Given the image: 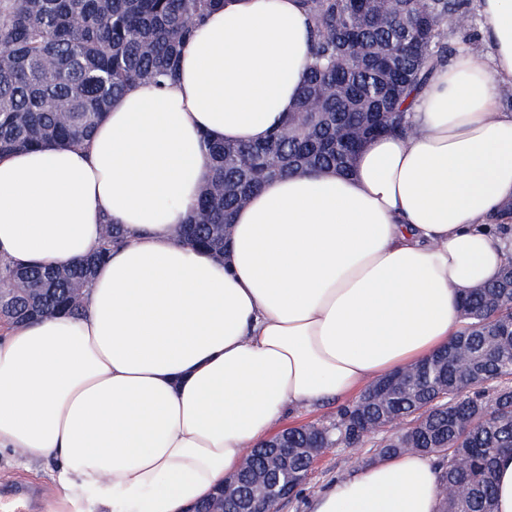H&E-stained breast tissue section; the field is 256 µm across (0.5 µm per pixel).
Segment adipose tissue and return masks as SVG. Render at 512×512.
<instances>
[{
  "instance_id": "ef3b65f1",
  "label": "adipose tissue",
  "mask_w": 512,
  "mask_h": 512,
  "mask_svg": "<svg viewBox=\"0 0 512 512\" xmlns=\"http://www.w3.org/2000/svg\"><path fill=\"white\" fill-rule=\"evenodd\" d=\"M488 60L437 66L415 132L351 175L298 172L250 197L225 260L174 230L206 178L202 136L265 139L297 100L298 0H225L164 88L139 82L90 139L0 157V258L67 266L103 242L85 312L0 325V450L51 471L47 512H189L291 414L447 346L461 301L512 261V0H478ZM440 472L403 453L327 484L309 512H438Z\"/></svg>"
}]
</instances>
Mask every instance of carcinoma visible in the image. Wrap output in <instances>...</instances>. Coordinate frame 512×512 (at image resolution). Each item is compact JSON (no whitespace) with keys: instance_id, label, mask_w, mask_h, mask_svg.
I'll list each match as a JSON object with an SVG mask.
<instances>
[{"instance_id":"carcinoma-1","label":"carcinoma","mask_w":512,"mask_h":512,"mask_svg":"<svg viewBox=\"0 0 512 512\" xmlns=\"http://www.w3.org/2000/svg\"><path fill=\"white\" fill-rule=\"evenodd\" d=\"M221 0H0V155L48 143L77 145L89 137L112 102L136 82L158 86L175 73L182 49ZM312 23L310 62L294 110L266 139L251 144L204 139L209 177L193 217L178 228L186 244L224 257L225 236L239 210L261 185L298 171L346 172L358 142L411 129L407 112L433 68L448 58V23L461 19L460 0H301ZM123 229L108 225L94 255L67 267L0 263V319L8 322L78 311L82 290ZM456 363L440 354L420 372L403 371L386 403L363 399L336 413L324 428L329 446L351 447L350 427L389 420L405 424L408 446L381 441L379 456L415 451L433 456L439 512H495V464L512 452V267L463 302ZM478 368L471 385L461 369ZM448 387V408L433 409L435 387ZM496 397L484 400L485 386ZM430 428L417 426L422 416ZM468 424L443 435L448 416ZM313 425L289 431L294 448L313 444Z\"/></svg>"}]
</instances>
